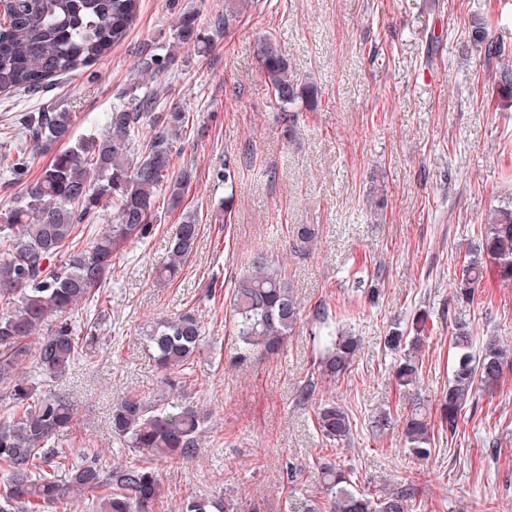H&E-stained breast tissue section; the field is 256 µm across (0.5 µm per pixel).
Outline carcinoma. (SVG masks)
Masks as SVG:
<instances>
[{
  "mask_svg": "<svg viewBox=\"0 0 512 512\" xmlns=\"http://www.w3.org/2000/svg\"><path fill=\"white\" fill-rule=\"evenodd\" d=\"M254 7L253 0H238L215 15L209 32L199 27L192 11L180 14L176 38L181 45L206 47ZM140 11V0H9L0 14V93L36 91L49 81L77 73L110 53L124 40ZM473 40L487 61H502L506 45L472 31ZM261 70L268 87L294 125V107L312 108L317 89L292 76L286 55L268 40L259 49ZM168 60L147 46L134 70L128 101L107 115V134L80 141L57 152L48 167L26 191L23 203L0 213V382L6 384L12 411L0 419V464L5 466L0 488V512H45L86 492L105 491L91 501L90 512H150L162 485L154 460H191L199 453L208 413L197 405L167 408L157 400L128 394L112 410V432L138 459L104 467L99 456L85 451L76 460L54 446L55 436L68 428L76 415L74 405L61 393L42 390L32 373L48 379L66 374L79 357L92 358L99 344L97 321L84 323L74 333L72 315L79 304L95 300L112 273L114 259L127 244L147 240L157 221L155 201L168 191L169 206L182 205L193 173L173 170L175 144L188 119L185 106L156 111L158 93L144 89L145 78L163 71ZM498 97L512 107V67L500 66ZM150 135L141 138L140 127ZM29 140L10 167L20 174L27 149L70 142L73 119L69 112H36L28 116ZM236 159H224V212H232L231 170ZM112 208V224L98 233L87 248H76L73 239L80 225L99 211ZM199 235L196 217L187 214L178 225L158 278H174L192 254ZM482 244L464 256L456 297L470 301L475 285L484 278L485 261L496 275L512 281V205L490 211L481 235ZM317 239L313 224H299L293 248L308 251ZM232 317L238 358L255 353H279L301 317V303L280 267L268 252L251 259V270L241 276L232 293ZM320 344L312 377L299 388L303 401L313 400L317 382L334 383L350 371L359 352L357 337L332 326L329 313L314 312ZM426 316L420 314L410 329L398 327L385 336V346L403 353L394 371L396 385L408 397L403 421V444L408 454L432 456L429 412L418 396L420 348ZM143 340L165 385L183 389L186 369L199 353L204 336L195 309L152 320L142 327ZM451 342L455 359L448 390L439 407L440 422L456 434L459 417L481 389L499 384L512 367V351L494 341L474 350L469 322L454 321ZM321 435L329 442L351 440L349 414L334 401L315 409ZM323 502L309 512H408L411 487L402 486L378 497L354 488L346 470L321 465ZM182 512H259L234 498L188 496Z\"/></svg>",
  "mask_w": 512,
  "mask_h": 512,
  "instance_id": "obj_1",
  "label": "carcinoma"
}]
</instances>
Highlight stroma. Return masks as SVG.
I'll return each instance as SVG.
<instances>
[{
  "label": "stroma",
  "instance_id": "stroma-1",
  "mask_svg": "<svg viewBox=\"0 0 512 512\" xmlns=\"http://www.w3.org/2000/svg\"><path fill=\"white\" fill-rule=\"evenodd\" d=\"M224 3L141 0L135 24L106 57L39 92L0 94V211L22 199L57 152L50 145L30 154L23 177L8 172L24 117L69 112L74 140L103 136L143 46L174 58L152 82L160 111L183 102L189 112L173 159L175 169L193 171L182 209H170L159 192L152 236L118 253L99 291L94 359L45 383L77 409L56 445L94 449L108 465L133 460L109 424L113 404L131 391L210 413L197 458L160 463L164 494L154 512H180L187 495L217 493L255 501L261 512H307L328 461L349 470L360 491L412 484L410 512H512V369L497 391L476 396L456 434L434 426L429 459L408 456L401 428L381 437L371 429L379 410L397 416L407 405L393 377L398 355L384 346L392 327L427 314L420 385L433 408L448 388L457 316L476 342L512 349V281L487 272L469 304L455 291L490 209L512 203V107L499 102L498 63L485 61L471 39L484 22L489 38L512 49V0H259L207 52L178 44L180 12L195 11L205 25ZM268 39L295 78L318 90L317 106L300 110L291 128L258 62ZM228 156L238 168L227 214L220 201ZM186 210L200 226L197 248L177 278L158 280ZM299 224L318 230L303 255L292 246ZM260 250L278 258L302 317L279 355L240 364L230 300ZM320 306L361 343L345 378L315 393L348 410L347 444L326 441L313 402L297 399L318 353ZM191 307L205 343L186 391L172 392L139 329ZM288 459L302 469L291 483L282 474Z\"/></svg>",
  "mask_w": 512,
  "mask_h": 512
}]
</instances>
